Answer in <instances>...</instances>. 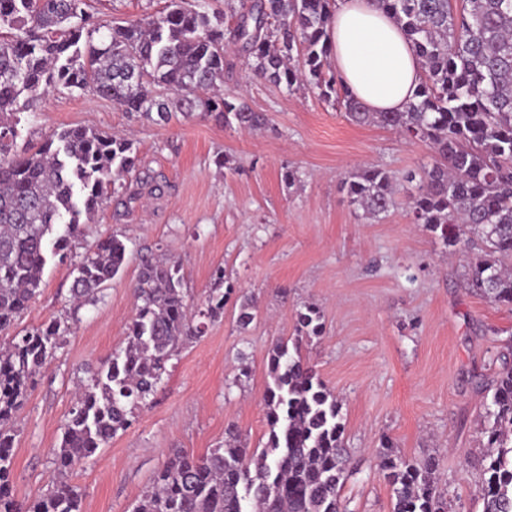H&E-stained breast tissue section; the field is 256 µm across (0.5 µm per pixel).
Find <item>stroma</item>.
<instances>
[{
	"label": "stroma",
	"mask_w": 512,
	"mask_h": 512,
	"mask_svg": "<svg viewBox=\"0 0 512 512\" xmlns=\"http://www.w3.org/2000/svg\"><path fill=\"white\" fill-rule=\"evenodd\" d=\"M165 0H89L94 16L133 20ZM225 93L242 97L268 124L254 131L197 116L157 125L89 94L51 91L21 113L17 148L40 146L67 127H92L130 139L138 163L126 181H156L159 195L127 201L114 194L71 244L50 258L41 292L18 330L70 308L73 265L110 233L126 246L124 272L97 305L79 312L54 361L20 410L11 471L15 499L28 502L56 473L51 460L74 405L83 369L122 345L138 300L141 259L179 261L191 303H202L223 269L232 293L221 319L167 365L132 426L118 433L69 481L83 512H130L168 453L197 456L235 430L264 448L262 394L271 343L296 334V314L316 305L320 335L301 354L340 403L353 474L340 495L348 512H393L380 465L383 441L408 458L438 456L448 512H483L480 432L490 383L512 365V308L469 287L468 258L413 223L408 172L433 162L427 143L346 119L342 107L306 89L292 92L253 77L235 60ZM374 165L398 178L395 207L382 222L364 219L342 181ZM299 179L287 186L283 167ZM256 317L240 327L243 299Z\"/></svg>",
	"instance_id": "1"
}]
</instances>
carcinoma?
I'll return each mask as SVG.
<instances>
[{"label": "carcinoma", "instance_id": "cac0c4a2", "mask_svg": "<svg viewBox=\"0 0 512 512\" xmlns=\"http://www.w3.org/2000/svg\"><path fill=\"white\" fill-rule=\"evenodd\" d=\"M401 26L425 75L403 112H371L331 74L328 26L335 0H165L163 9L123 24L103 22L86 0H0V512H82L66 475L92 458L134 410L153 395L167 363L222 318L224 269L192 305L179 263L144 258L135 289L141 304L127 325L126 346L88 369L52 449L51 488L18 503L12 496L15 421L35 378L56 357L79 310L99 302L123 269L127 248L112 233L75 264L72 310L10 335L40 293L48 258L67 249L136 167L130 140L88 127L63 128L36 148L11 152L17 113L36 97L65 89L108 99L127 112L168 122L173 110L219 125L256 130L267 117L236 96L207 91L224 85L234 51L253 74L292 91L308 87L336 99L357 123H377L430 143L433 165L410 196L413 223L464 253L471 286L512 307V0H377ZM234 24L224 26L226 14ZM25 100H20V97ZM129 199L158 185L122 183ZM350 203L368 216L394 206V179L377 167L343 179ZM65 225L63 233L56 226ZM321 315L297 313L298 337L317 336ZM264 388L268 440L248 453L239 434L201 456L173 451L132 512H347L340 489L349 476L336 397L300 354L277 340L268 352ZM483 512H512V366L497 375L487 424ZM394 512H448L439 491L440 460L414 461L390 444L381 452Z\"/></svg>", "mask_w": 512, "mask_h": 512}]
</instances>
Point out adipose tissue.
I'll return each instance as SVG.
<instances>
[{
	"instance_id": "ef3b65f1",
	"label": "adipose tissue",
	"mask_w": 512,
	"mask_h": 512,
	"mask_svg": "<svg viewBox=\"0 0 512 512\" xmlns=\"http://www.w3.org/2000/svg\"><path fill=\"white\" fill-rule=\"evenodd\" d=\"M329 41L338 80L370 111L404 110L423 69L403 30L377 0H339Z\"/></svg>"
}]
</instances>
